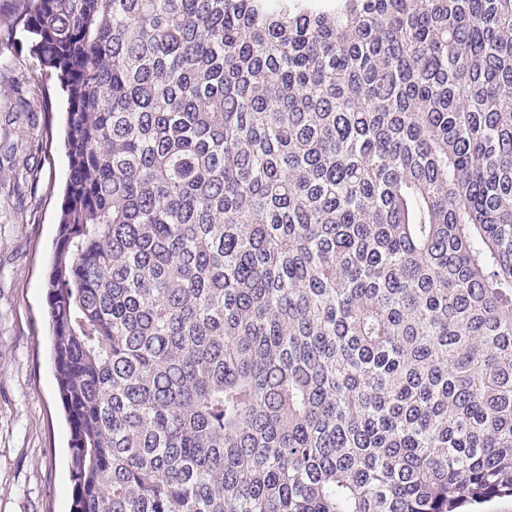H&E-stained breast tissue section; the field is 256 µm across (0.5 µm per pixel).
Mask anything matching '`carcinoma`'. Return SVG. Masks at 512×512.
Masks as SVG:
<instances>
[{
    "mask_svg": "<svg viewBox=\"0 0 512 512\" xmlns=\"http://www.w3.org/2000/svg\"><path fill=\"white\" fill-rule=\"evenodd\" d=\"M66 104L71 512L512 496V0H14Z\"/></svg>",
    "mask_w": 512,
    "mask_h": 512,
    "instance_id": "obj_1",
    "label": "carcinoma"
}]
</instances>
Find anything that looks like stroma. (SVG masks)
<instances>
[{
    "label": "stroma",
    "instance_id": "35a3bbf8",
    "mask_svg": "<svg viewBox=\"0 0 512 512\" xmlns=\"http://www.w3.org/2000/svg\"><path fill=\"white\" fill-rule=\"evenodd\" d=\"M55 86L24 41L0 42V512L71 506L44 288L68 177Z\"/></svg>",
    "mask_w": 512,
    "mask_h": 512
}]
</instances>
